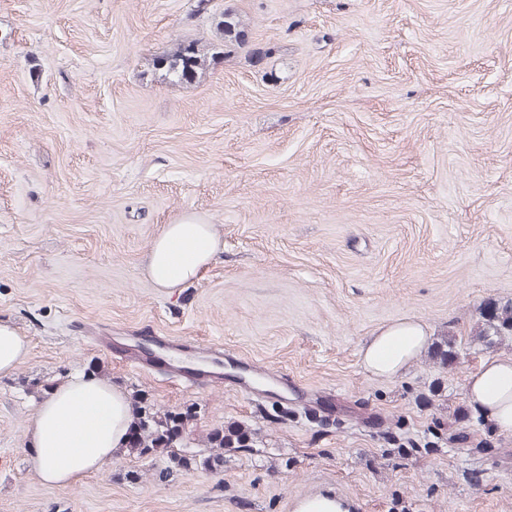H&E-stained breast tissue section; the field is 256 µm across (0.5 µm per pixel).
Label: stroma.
<instances>
[{"label": "stroma", "instance_id": "stroma-1", "mask_svg": "<svg viewBox=\"0 0 512 512\" xmlns=\"http://www.w3.org/2000/svg\"><path fill=\"white\" fill-rule=\"evenodd\" d=\"M227 9L245 46L188 82L156 67ZM185 213L220 253L157 287L149 245ZM491 300L512 302V0H0V323L29 343L0 377V512H512V433L467 398L512 357L474 335ZM403 320L427 347L370 374ZM144 336L220 372L125 363ZM93 363L190 412L192 450L233 423L256 448L40 483L27 425ZM425 340L421 324L398 323L382 330L369 342L363 352V363L377 376L395 375L413 361ZM295 512H349L348 505L329 495H318L300 501Z\"/></svg>", "mask_w": 512, "mask_h": 512}]
</instances>
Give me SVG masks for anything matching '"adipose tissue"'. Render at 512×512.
Wrapping results in <instances>:
<instances>
[{"label":"adipose tissue","mask_w":512,"mask_h":512,"mask_svg":"<svg viewBox=\"0 0 512 512\" xmlns=\"http://www.w3.org/2000/svg\"><path fill=\"white\" fill-rule=\"evenodd\" d=\"M219 238L212 225L183 215L152 241L148 272L157 287L175 288L196 280L216 257ZM421 324L401 322L376 335L363 352L367 370L392 376L423 347ZM470 403L498 429L512 433V357L484 363L467 383ZM133 418L122 391L80 375L57 388L27 425L32 471L43 483L66 487L112 461L127 441Z\"/></svg>","instance_id":"1"}]
</instances>
